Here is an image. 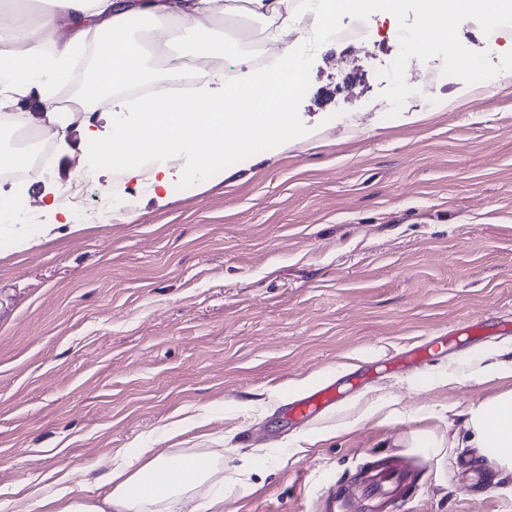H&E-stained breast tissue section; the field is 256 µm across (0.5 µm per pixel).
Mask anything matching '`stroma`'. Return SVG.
<instances>
[{
  "label": "stroma",
  "instance_id": "35a3bbf8",
  "mask_svg": "<svg viewBox=\"0 0 512 512\" xmlns=\"http://www.w3.org/2000/svg\"><path fill=\"white\" fill-rule=\"evenodd\" d=\"M374 40L314 54L299 116L310 140L236 157L205 179L150 192L116 181L85 129L47 174L0 196L34 201L0 227V488L97 476L141 449L224 455V512H327L366 461L404 458L414 486L394 512H512V472L466 441L470 406L512 389V72L493 87L414 61V93L389 116L380 77L390 19ZM269 21L241 12L224 57L252 70ZM87 176L88 215L58 224L49 203ZM41 238L23 248L22 240ZM484 324L448 340L462 322ZM419 366L386 363L434 341ZM372 368L311 425L288 403L360 364Z\"/></svg>",
  "mask_w": 512,
  "mask_h": 512
}]
</instances>
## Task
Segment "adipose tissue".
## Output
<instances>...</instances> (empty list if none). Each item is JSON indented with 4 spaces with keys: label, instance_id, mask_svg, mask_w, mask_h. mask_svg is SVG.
Wrapping results in <instances>:
<instances>
[{
    "label": "adipose tissue",
    "instance_id": "1",
    "mask_svg": "<svg viewBox=\"0 0 512 512\" xmlns=\"http://www.w3.org/2000/svg\"><path fill=\"white\" fill-rule=\"evenodd\" d=\"M48 14L45 33H38L34 14L18 0L0 9V108L16 95L40 82L47 91L40 110L54 127L57 141H66L68 125L58 117L54 88L71 78V62L86 43H94L97 77L96 108L112 115V138L103 152L110 164L138 176L141 158L152 159L149 171L154 186L168 188L183 170L173 169V159L191 155L193 171L206 177L225 155L235 154L250 164L259 143L288 148L309 140L310 134L294 123L289 110L302 79V65L294 51L283 50L272 64L270 78L246 72L225 85L215 96L212 79L198 81L189 101L133 106L108 96L147 76L149 54H166L164 44L145 50L132 35L130 24L139 19L153 29L169 20H181L197 37V46L221 57L237 44L234 33L217 37L216 20L229 13L224 0H42ZM167 56L166 80L181 78L187 65L182 56ZM251 99L249 110L231 105L233 92ZM471 442L490 461L512 471V390L471 406L466 423ZM141 465L114 461L99 481L100 493L73 485L49 484L38 498L17 512H180L189 500L199 512H222L224 480L219 457L209 453L150 448Z\"/></svg>",
    "mask_w": 512,
    "mask_h": 512
}]
</instances>
